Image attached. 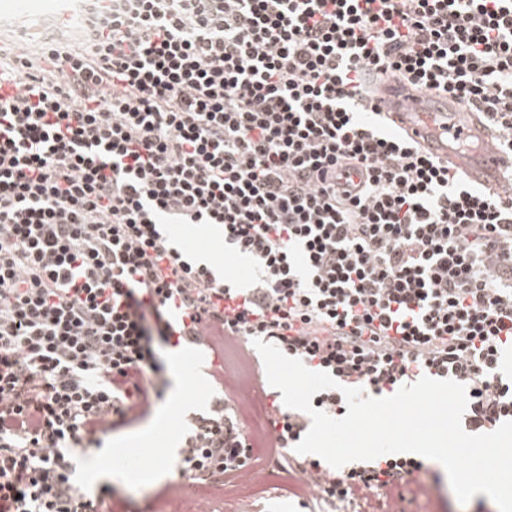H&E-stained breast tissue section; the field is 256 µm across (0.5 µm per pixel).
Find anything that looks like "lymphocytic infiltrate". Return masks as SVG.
Wrapping results in <instances>:
<instances>
[{
	"instance_id": "f902f5d3",
	"label": "lymphocytic infiltrate",
	"mask_w": 512,
	"mask_h": 512,
	"mask_svg": "<svg viewBox=\"0 0 512 512\" xmlns=\"http://www.w3.org/2000/svg\"><path fill=\"white\" fill-rule=\"evenodd\" d=\"M30 23L38 42L20 24L0 43V82L24 88L0 100V512L107 508L71 450L163 396L161 345L209 350L231 389L188 421L199 478L248 475L256 338L337 380L311 399L334 418L342 387L427 375L466 385V432L512 420V197L361 118L391 74L512 151V0H60ZM176 224L213 230L250 283L188 257ZM293 467L302 494L396 512L428 465Z\"/></svg>"
}]
</instances>
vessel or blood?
<instances>
[{
	"label": "vessel or blood",
	"instance_id": "1",
	"mask_svg": "<svg viewBox=\"0 0 512 512\" xmlns=\"http://www.w3.org/2000/svg\"><path fill=\"white\" fill-rule=\"evenodd\" d=\"M372 107L452 171L490 192L512 195V153L501 150L489 126L466 102L410 90L390 75L374 85Z\"/></svg>",
	"mask_w": 512,
	"mask_h": 512
}]
</instances>
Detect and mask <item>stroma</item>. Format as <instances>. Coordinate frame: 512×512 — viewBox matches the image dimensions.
<instances>
[{
	"instance_id": "1",
	"label": "stroma",
	"mask_w": 512,
	"mask_h": 512,
	"mask_svg": "<svg viewBox=\"0 0 512 512\" xmlns=\"http://www.w3.org/2000/svg\"><path fill=\"white\" fill-rule=\"evenodd\" d=\"M179 234L197 257L223 264L238 283L249 280V262L224 254L214 234L191 228L180 229ZM161 357L167 387L152 411L113 431L103 447L84 444L75 450L78 481L93 494L100 487H112L114 512H159L176 482L169 464L178 458L181 420L184 415L204 411L211 398L214 384L207 374L204 351L169 349ZM276 468V481L253 497L252 512H319L315 503L294 495L295 471L281 462ZM443 471L439 462L430 461L428 472L417 478L418 490L407 494L404 512H476L480 507L498 512L496 504L482 493L468 503H459L448 480L442 477L441 482H434V474L442 476Z\"/></svg>"
}]
</instances>
